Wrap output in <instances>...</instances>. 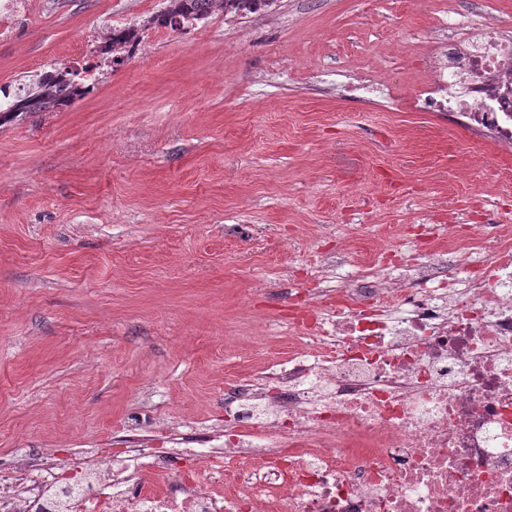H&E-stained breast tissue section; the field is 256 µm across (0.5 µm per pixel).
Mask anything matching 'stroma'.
I'll return each instance as SVG.
<instances>
[{
	"label": "stroma",
	"mask_w": 512,
	"mask_h": 512,
	"mask_svg": "<svg viewBox=\"0 0 512 512\" xmlns=\"http://www.w3.org/2000/svg\"><path fill=\"white\" fill-rule=\"evenodd\" d=\"M162 6L21 0L0 35L3 85L144 32L69 108L0 126L1 459L67 465L134 418L223 434L243 366L288 355L289 289L336 287L319 257L512 229V150L398 104L442 33L512 32V0H278L175 31ZM141 29L135 26L113 27L108 32L102 53L111 59L113 64H119L129 58L142 41Z\"/></svg>",
	"instance_id": "35a3bbf8"
}]
</instances>
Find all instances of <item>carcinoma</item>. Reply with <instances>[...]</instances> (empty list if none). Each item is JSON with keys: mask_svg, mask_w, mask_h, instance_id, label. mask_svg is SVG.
I'll return each mask as SVG.
<instances>
[{"mask_svg": "<svg viewBox=\"0 0 512 512\" xmlns=\"http://www.w3.org/2000/svg\"><path fill=\"white\" fill-rule=\"evenodd\" d=\"M165 6L149 23L154 26L180 28L205 21L221 11L224 15L246 16L269 10L276 0H164ZM142 41L134 26L109 30L102 53L119 64L130 57ZM91 69L74 70L52 65L28 75L16 86L0 85V126L28 112H59L75 100L86 96L91 88Z\"/></svg>", "mask_w": 512, "mask_h": 512, "instance_id": "1", "label": "carcinoma"}]
</instances>
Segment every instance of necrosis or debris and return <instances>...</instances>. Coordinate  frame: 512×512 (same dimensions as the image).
I'll list each match as a JSON object with an SVG mask.
<instances>
[{"label": "necrosis or debris", "mask_w": 512, "mask_h": 512, "mask_svg": "<svg viewBox=\"0 0 512 512\" xmlns=\"http://www.w3.org/2000/svg\"><path fill=\"white\" fill-rule=\"evenodd\" d=\"M414 107L511 150L512 36L448 39ZM293 306L299 345L227 393L223 446L151 448L172 487L145 493L126 447L72 477L18 460L0 512H512L511 238L392 251Z\"/></svg>", "instance_id": "necrosis-or-debris-1"}]
</instances>
